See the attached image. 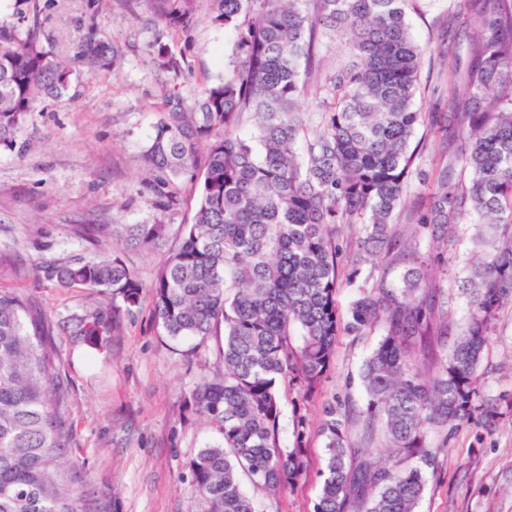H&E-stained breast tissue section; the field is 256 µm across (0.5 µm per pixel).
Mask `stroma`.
Instances as JSON below:
<instances>
[{
	"mask_svg": "<svg viewBox=\"0 0 512 512\" xmlns=\"http://www.w3.org/2000/svg\"><path fill=\"white\" fill-rule=\"evenodd\" d=\"M87 0H0V26L26 30L40 23L58 55H74L86 22ZM456 0H416L408 11L413 36L432 43ZM99 38L121 54L107 78L75 72L68 92L34 113L13 147H0V289L34 301L54 326L57 371L67 391L65 416L71 446L65 462L89 491L91 512H205L187 465L217 428L199 418L188 397L200 375L220 366V338L204 345L175 341L155 325L150 305L120 317L118 328L96 350L76 341L62 324L92 312L98 298L84 288H63L38 276L49 260L90 258L111 241L83 236L87 224L191 223L197 192L184 185L176 210L158 214L136 161L159 118L163 97L177 91L196 100L215 84L235 55L231 31L201 19L188 34L164 33L146 0H109L96 18ZM182 55L186 74L173 78L155 64L156 40ZM474 251L472 228L457 225L448 242V313L460 332L467 305L456 287ZM378 333L341 337L319 390L299 389L282 399L280 436L292 440L296 411L308 419V473L279 496L243 481L259 512H312L321 487L326 451L319 428L325 405L348 418L351 447L383 453L382 438L363 443L365 396L358 379ZM479 373L480 396L512 395V305L503 308ZM419 512H512V408L494 431L472 418L451 436L448 453L427 472Z\"/></svg>",
	"mask_w": 512,
	"mask_h": 512,
	"instance_id": "1",
	"label": "stroma"
}]
</instances>
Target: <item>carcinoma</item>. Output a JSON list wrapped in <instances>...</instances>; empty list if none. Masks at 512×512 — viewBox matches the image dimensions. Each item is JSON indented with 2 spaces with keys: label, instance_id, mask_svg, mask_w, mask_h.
<instances>
[{
  "label": "carcinoma",
  "instance_id": "cac0c4a2",
  "mask_svg": "<svg viewBox=\"0 0 512 512\" xmlns=\"http://www.w3.org/2000/svg\"><path fill=\"white\" fill-rule=\"evenodd\" d=\"M168 34H186L202 7L237 36V54L194 103L165 95L138 155L154 207L180 204L184 184L199 187L193 221L172 225H92L112 236V255L40 268L62 287L102 298L99 310L72 319L71 335L95 348L122 313L149 300L155 323L172 339L203 344L224 331L221 375L191 391L195 412L221 438L189 462L207 512H257L241 477L275 496L306 474L305 415L292 445L280 442V390L318 391L337 338L378 329L363 362L367 426L380 424L386 453L357 460L345 421L324 411L328 455L313 512H417L425 470L448 451V436L481 411L486 426L502 415L478 402L479 367L503 304L512 298V0H462L468 62L441 59L448 112L416 105L419 72L431 47L413 37V0H146ZM319 29L341 34L350 61L325 77L319 130L296 151L305 126L301 100ZM40 26L0 27V146L10 147L32 114L69 89L75 67L106 76L119 51L90 24L71 57L55 56ZM157 67L176 76L184 60L159 41ZM248 136L239 134L244 121ZM431 138L412 144L416 129ZM462 144L431 172L417 160L448 135ZM427 184L419 201L413 178ZM472 226L475 252L461 294L465 328L448 340L442 253L421 249V232L443 246L455 226ZM177 244L148 286L118 254ZM357 288L348 315L336 288ZM57 352L32 301L0 289V512H89L86 495L62 468L71 441L62 416ZM431 430L443 432L436 445Z\"/></svg>",
  "mask_w": 512,
  "mask_h": 512
}]
</instances>
